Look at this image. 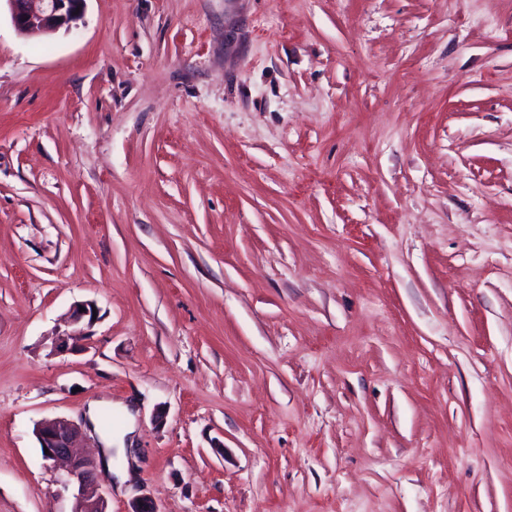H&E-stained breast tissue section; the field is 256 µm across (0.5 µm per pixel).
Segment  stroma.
<instances>
[{
  "instance_id": "stroma-1",
  "label": "stroma",
  "mask_w": 512,
  "mask_h": 512,
  "mask_svg": "<svg viewBox=\"0 0 512 512\" xmlns=\"http://www.w3.org/2000/svg\"><path fill=\"white\" fill-rule=\"evenodd\" d=\"M93 401L109 512H512V0H0V512ZM14 27L28 36H44L77 28L87 0H5Z\"/></svg>"
}]
</instances>
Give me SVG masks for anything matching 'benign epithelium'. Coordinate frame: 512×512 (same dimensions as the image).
Instances as JSON below:
<instances>
[{
  "label": "benign epithelium",
  "mask_w": 512,
  "mask_h": 512,
  "mask_svg": "<svg viewBox=\"0 0 512 512\" xmlns=\"http://www.w3.org/2000/svg\"><path fill=\"white\" fill-rule=\"evenodd\" d=\"M14 27L28 36H44L61 29L70 31L83 18L86 0H6ZM34 433L45 461L63 460L67 471L63 488L73 490L72 512H108V500L102 489L93 459L78 451L81 427L65 418L45 419Z\"/></svg>",
  "instance_id": "benign-epithelium-1"
}]
</instances>
